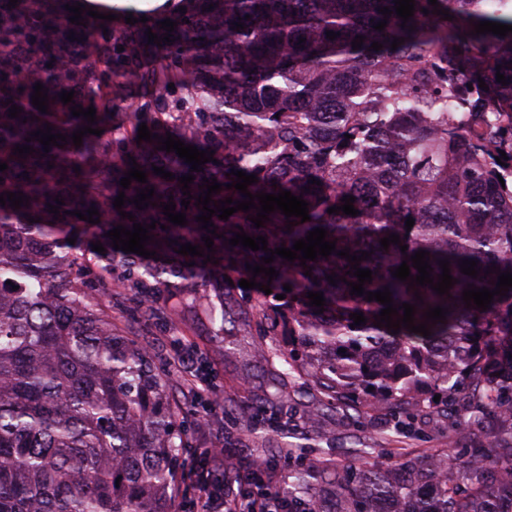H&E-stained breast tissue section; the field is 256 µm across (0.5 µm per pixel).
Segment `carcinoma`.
<instances>
[{"label": "carcinoma", "mask_w": 512, "mask_h": 512, "mask_svg": "<svg viewBox=\"0 0 512 512\" xmlns=\"http://www.w3.org/2000/svg\"><path fill=\"white\" fill-rule=\"evenodd\" d=\"M437 2L453 20L432 13L429 0H414L407 22L393 0H178L166 15L117 30L86 13L84 24L70 22L65 5L73 0H18L11 8L0 0V163L8 165L0 195L29 197L17 210L0 205V512H173L187 447L179 411L147 347L112 321V289H140L150 302L159 288H191L223 336L231 288L252 278L270 284L271 294L233 298L244 316L239 331H249L251 314L280 330L287 348L277 376L304 377L324 408L408 415L464 393L471 425L490 415L499 422L489 453L442 452L421 468L391 452L360 477L312 461L296 471L295 490L319 471L334 478L338 512H512V288L485 311L462 300L469 284L496 289L488 268L512 273V32L477 35L474 26L512 25V0ZM383 7L392 14L382 15ZM167 18L177 23L173 42H148L149 30L164 35L157 22ZM384 19V30L373 28ZM328 31L340 36L330 40ZM358 35L364 40L355 50ZM397 38L404 42L394 50ZM498 72L507 84L497 82ZM38 82L48 89L46 113L32 104ZM130 88L138 109L114 127L111 113ZM70 90L72 101L62 103ZM9 99L22 108L17 118L8 116ZM75 105L94 106L96 122L72 115ZM143 123L153 135L169 132L214 152L217 162L193 171L158 141H137ZM48 124L67 142L46 153L25 138ZM87 125L110 133H88L77 148L72 133ZM25 144L35 152L13 154ZM502 151L508 160L500 165ZM134 161L147 182L125 190L120 180ZM156 166L173 179L154 174ZM233 169L257 175L247 186L253 195H303L311 220L277 210L257 228L249 221L254 209L226 221L214 215L220 237L206 248L198 185L215 178L223 187L212 200L242 201L226 188L236 182ZM188 174L192 200L178 181ZM150 186V206L126 202L122 210L135 218L121 217L119 192L131 199ZM58 196L56 217L49 205ZM346 196L355 197L357 216L328 213ZM170 200L186 225L167 221L162 206ZM91 206L98 224L73 214ZM152 222L145 249L168 263L140 264V255L114 249L106 237L118 225ZM240 227L267 238L272 250L322 227L336 252L304 267L277 256L278 276L254 278L246 265L269 254L229 245ZM78 233L100 239L105 252L73 251L68 239ZM391 234L401 244L385 250L380 239ZM186 243L211 261L176 253ZM347 247L357 257L371 254L359 262L372 271L365 290L387 288L396 306L415 305L416 325L436 306L448 309L446 320L428 323L427 338L375 326L385 305L350 294L357 277L337 255ZM419 250L429 253L434 279L439 261L450 262L457 283L448 293L392 276L404 260L418 275L411 256ZM464 260L477 263V278L461 273ZM310 291L323 293V312L309 305ZM360 312L367 322L350 327Z\"/></svg>", "instance_id": "cac0c4a2"}]
</instances>
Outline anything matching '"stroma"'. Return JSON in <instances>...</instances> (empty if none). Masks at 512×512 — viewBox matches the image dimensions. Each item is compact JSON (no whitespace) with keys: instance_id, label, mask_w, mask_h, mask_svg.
Wrapping results in <instances>:
<instances>
[{"instance_id":"35a3bbf8","label":"stroma","mask_w":512,"mask_h":512,"mask_svg":"<svg viewBox=\"0 0 512 512\" xmlns=\"http://www.w3.org/2000/svg\"><path fill=\"white\" fill-rule=\"evenodd\" d=\"M191 299L186 290L180 297H162L148 304L135 289L112 291L113 322L130 338L149 341L152 362L172 382L171 399L182 410L188 440L176 498L182 512H200L202 471L194 460L214 446L227 448L238 477L233 494L224 499L230 510L241 499L266 490L287 495L299 465L316 459L346 465L351 461V449L367 448L371 454L358 466L369 469L381 462L382 449L405 448L409 460L422 466L445 449L462 452L488 446L487 435L497 427L493 419L479 429L455 425L429 409L418 413L411 429L398 435L394 420L381 411L359 417L342 407L320 410L314 391L296 376L289 379L279 405H267L266 396L275 391L271 364L281 337L254 331L216 338L208 312L192 306ZM176 306L184 310L177 324L170 319ZM184 352L193 356L192 373L186 377L178 371V359ZM202 385L221 395L223 402L215 410H206L205 395L197 394ZM247 419L256 421L255 430L244 428Z\"/></svg>"}]
</instances>
